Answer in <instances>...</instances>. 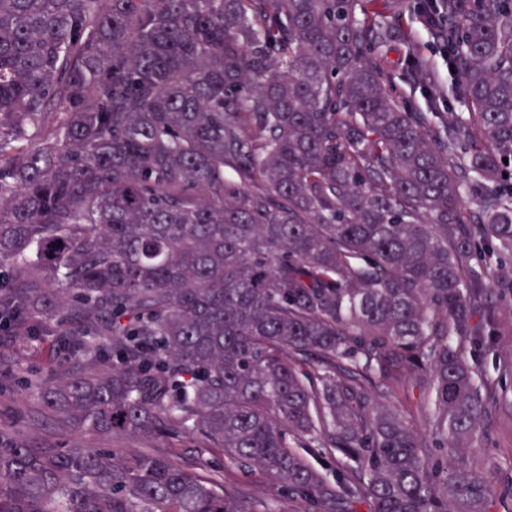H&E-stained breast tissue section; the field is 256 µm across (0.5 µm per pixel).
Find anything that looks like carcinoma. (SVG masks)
Here are the masks:
<instances>
[{
    "mask_svg": "<svg viewBox=\"0 0 512 512\" xmlns=\"http://www.w3.org/2000/svg\"><path fill=\"white\" fill-rule=\"evenodd\" d=\"M369 4L0 0V330L72 345L24 380L61 419L195 434L304 512H493L512 482L448 458L512 391L472 356L512 316V0L439 2L467 121L396 96ZM407 383L425 434L376 402ZM0 512L248 510L165 447L13 427Z\"/></svg>",
    "mask_w": 512,
    "mask_h": 512,
    "instance_id": "carcinoma-1",
    "label": "carcinoma"
}]
</instances>
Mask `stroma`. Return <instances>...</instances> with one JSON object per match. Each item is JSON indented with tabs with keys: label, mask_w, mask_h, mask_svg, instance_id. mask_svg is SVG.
I'll list each match as a JSON object with an SVG mask.
<instances>
[{
	"label": "stroma",
	"mask_w": 512,
	"mask_h": 512,
	"mask_svg": "<svg viewBox=\"0 0 512 512\" xmlns=\"http://www.w3.org/2000/svg\"><path fill=\"white\" fill-rule=\"evenodd\" d=\"M394 34L383 66L402 101L416 112H458L462 106L455 96L460 81L448 66V54L437 32L426 25L421 13L414 11L413 0H402L398 16H387ZM75 364L72 352L64 348L52 328L30 335L21 328L13 335L0 334V371L15 375H62ZM9 422L39 444L70 447L103 445V438L85 433L72 423L61 421L38 401L25 398L22 387L0 395V424ZM493 442L472 440L466 459L482 460L494 468L500 478L512 476V413L504 411L490 419ZM175 461L191 467L202 457H210L225 482L242 487V500L249 512H302L300 503L281 499L271 481L259 469L243 473L222 454L206 455L200 443L184 440L173 450Z\"/></svg>",
	"instance_id": "obj_1"
}]
</instances>
